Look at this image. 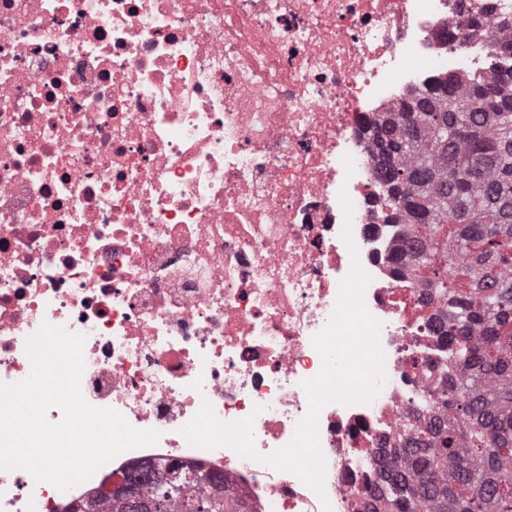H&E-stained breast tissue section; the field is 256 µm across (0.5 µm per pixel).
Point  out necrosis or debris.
I'll return each mask as SVG.
<instances>
[{
  "label": "necrosis or debris",
  "mask_w": 512,
  "mask_h": 512,
  "mask_svg": "<svg viewBox=\"0 0 512 512\" xmlns=\"http://www.w3.org/2000/svg\"><path fill=\"white\" fill-rule=\"evenodd\" d=\"M506 16L512 0H0V382L29 375L42 324L81 334L87 402L160 434L64 492L0 470V512H112L133 465L171 460L222 474L247 512H362L350 488L459 373L432 331L446 302L393 272L410 245L382 221L366 131L409 88L494 72ZM356 260L386 381L321 409L320 496L263 458L308 411L313 339ZM205 402L253 417L256 458L188 445Z\"/></svg>",
  "instance_id": "obj_1"
}]
</instances>
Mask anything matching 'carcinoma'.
I'll list each match as a JSON object with an SVG mask.
<instances>
[{"label": "carcinoma", "instance_id": "obj_1", "mask_svg": "<svg viewBox=\"0 0 512 512\" xmlns=\"http://www.w3.org/2000/svg\"><path fill=\"white\" fill-rule=\"evenodd\" d=\"M497 75H451L409 90L372 129L389 224L416 234L414 263L449 319L434 331L462 370L448 412L406 423L381 448L364 512H512V41ZM215 476L171 463L146 487L156 512H240Z\"/></svg>", "mask_w": 512, "mask_h": 512}]
</instances>
